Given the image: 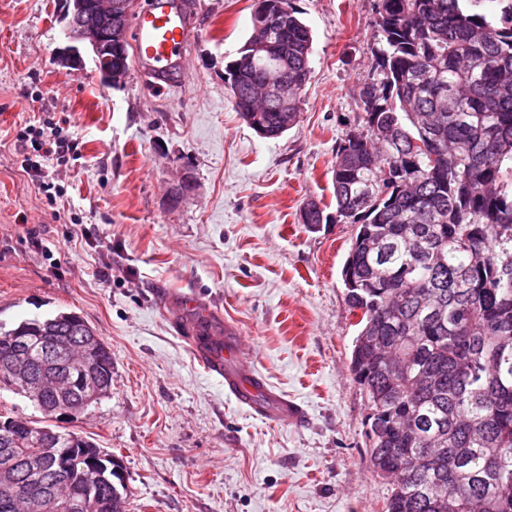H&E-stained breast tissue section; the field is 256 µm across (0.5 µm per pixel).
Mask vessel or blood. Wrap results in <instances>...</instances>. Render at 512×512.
I'll return each instance as SVG.
<instances>
[{
  "mask_svg": "<svg viewBox=\"0 0 512 512\" xmlns=\"http://www.w3.org/2000/svg\"><path fill=\"white\" fill-rule=\"evenodd\" d=\"M194 16L187 0H147L131 29L136 65L157 83H169L188 66L186 45L195 35ZM194 357L206 371L223 381L225 393L250 414L272 422L299 423L304 407L271 390L248 358L246 338L233 326L220 336H192Z\"/></svg>",
  "mask_w": 512,
  "mask_h": 512,
  "instance_id": "vessel-or-blood-1",
  "label": "vessel or blood"
}]
</instances>
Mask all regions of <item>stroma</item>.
Segmentation results:
<instances>
[{"mask_svg":"<svg viewBox=\"0 0 512 512\" xmlns=\"http://www.w3.org/2000/svg\"><path fill=\"white\" fill-rule=\"evenodd\" d=\"M194 2L190 69L160 90L135 69L101 83L86 48L82 67H60L66 0H0V328L73 311L108 343L110 394L56 423L120 459L126 512H385L350 371L352 228L300 219L311 200L336 213L331 166L363 115L377 0H293L312 74L276 139L240 119L224 84L255 0ZM45 112L69 115L80 154L56 167L54 207L13 145ZM188 290L214 319L163 313ZM228 320L269 385L304 404L303 424L237 406L177 331Z\"/></svg>","mask_w":512,"mask_h":512,"instance_id":"obj_1","label":"stroma"}]
</instances>
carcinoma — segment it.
Returning <instances> with one entry per match:
<instances>
[{
    "mask_svg": "<svg viewBox=\"0 0 512 512\" xmlns=\"http://www.w3.org/2000/svg\"><path fill=\"white\" fill-rule=\"evenodd\" d=\"M227 65L235 111L276 139L299 117L311 77L312 33L291 0H266ZM374 82L359 90L363 126L346 132L332 165L336 223L352 227L342 268L361 311L350 370L367 396L374 472L391 483L385 512H512V0H378ZM302 212L315 230L318 204ZM88 323L76 312L0 330V366L20 346L77 353ZM90 373L72 363L47 405L99 400L112 353ZM49 448L43 467L27 456ZM97 446L70 430L0 419V461L48 496L80 481ZM112 472L79 512H123Z\"/></svg>",
    "mask_w": 512,
    "mask_h": 512,
    "instance_id": "carcinoma-1",
    "label": "carcinoma"
}]
</instances>
